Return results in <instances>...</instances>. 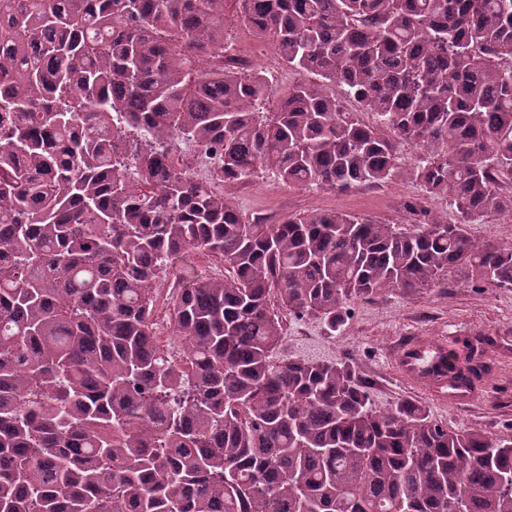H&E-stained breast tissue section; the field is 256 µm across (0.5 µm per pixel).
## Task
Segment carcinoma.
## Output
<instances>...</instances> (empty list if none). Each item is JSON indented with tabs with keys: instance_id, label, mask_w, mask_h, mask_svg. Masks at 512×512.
Listing matches in <instances>:
<instances>
[{
	"instance_id": "obj_1",
	"label": "carcinoma",
	"mask_w": 512,
	"mask_h": 512,
	"mask_svg": "<svg viewBox=\"0 0 512 512\" xmlns=\"http://www.w3.org/2000/svg\"><path fill=\"white\" fill-rule=\"evenodd\" d=\"M227 2L0 0V512H512V436L378 409L351 360L276 356L271 305L334 336L354 299L512 288V244L470 232L512 219V0H235L316 76L286 89L224 66ZM405 144L454 222L263 224L224 195L266 170L386 184ZM195 252L224 278L171 298L179 361L153 283Z\"/></svg>"
}]
</instances>
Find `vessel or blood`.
Here are the masks:
<instances>
[{
    "label": "vessel or blood",
    "instance_id": "b4317fda",
    "mask_svg": "<svg viewBox=\"0 0 512 512\" xmlns=\"http://www.w3.org/2000/svg\"><path fill=\"white\" fill-rule=\"evenodd\" d=\"M439 347L435 342L414 338L404 343L398 351V370L401 375L415 378L430 395L440 403L449 399H468L474 397L471 385L461 386L455 394H448L446 380L440 374L441 364Z\"/></svg>",
    "mask_w": 512,
    "mask_h": 512
}]
</instances>
